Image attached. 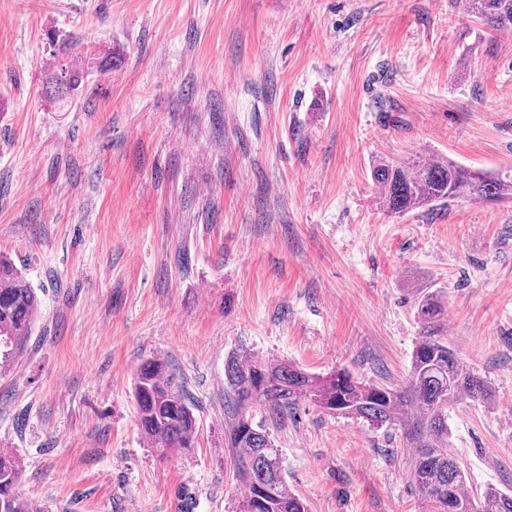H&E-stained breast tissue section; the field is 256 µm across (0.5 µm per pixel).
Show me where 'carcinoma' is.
<instances>
[{
  "label": "carcinoma",
  "mask_w": 512,
  "mask_h": 512,
  "mask_svg": "<svg viewBox=\"0 0 512 512\" xmlns=\"http://www.w3.org/2000/svg\"><path fill=\"white\" fill-rule=\"evenodd\" d=\"M464 7L484 28L512 31V0H465ZM86 77V70L61 64L52 79L60 105H68ZM371 176L390 215L460 197L512 200V175H492L439 158L404 163L381 159ZM415 297L421 323L434 326L444 311L442 295L418 288ZM38 315L35 288L0 255L1 374L27 351ZM133 392L140 431L153 447L163 453L194 447V407L166 361L144 360L135 373ZM224 392L235 413L226 437L229 464L246 488L240 512H306L301 498L288 488L279 449L250 414L256 403L286 410L303 398L332 415L361 418L375 426L395 421L403 410L414 411L410 479L428 512H512V495L492 488L475 500L467 491V471L448 451V405L481 399L487 389L481 377L463 369L448 343L431 335L415 346L408 382L401 389L360 381L345 369L318 377L288 362L233 352L224 362ZM19 478L17 458L0 453V512H28L18 491Z\"/></svg>",
  "instance_id": "cac0c4a2"
}]
</instances>
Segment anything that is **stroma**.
Here are the masks:
<instances>
[{
	"label": "stroma",
	"instance_id": "35a3bbf8",
	"mask_svg": "<svg viewBox=\"0 0 512 512\" xmlns=\"http://www.w3.org/2000/svg\"><path fill=\"white\" fill-rule=\"evenodd\" d=\"M92 54L60 107V58ZM418 156L512 171V32L458 0H0V252L41 301L0 451L33 512H236L228 353L403 386L417 288L492 391L450 406L448 450L512 494V201L387 214L375 160ZM154 356L198 426L164 455L132 396ZM251 415L307 512H425L410 418Z\"/></svg>",
	"mask_w": 512,
	"mask_h": 512
}]
</instances>
